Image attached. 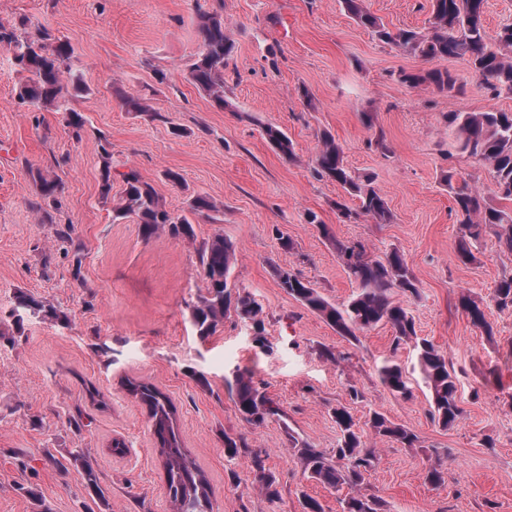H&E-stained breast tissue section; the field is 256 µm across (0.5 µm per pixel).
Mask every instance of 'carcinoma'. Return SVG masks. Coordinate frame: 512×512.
<instances>
[{
	"label": "carcinoma",
	"instance_id": "cac0c4a2",
	"mask_svg": "<svg viewBox=\"0 0 512 512\" xmlns=\"http://www.w3.org/2000/svg\"><path fill=\"white\" fill-rule=\"evenodd\" d=\"M485 2L431 0L430 24L424 31L414 28L391 30L367 9L364 0H343V5L350 17L371 30L380 42L395 45L427 61L463 58L472 73L496 94L512 95V25L490 36L485 27ZM197 38L199 52L187 68V79L218 107L228 108L230 103L224 98V71L233 63L235 44L227 34L223 16L217 12H199ZM0 47L12 53L15 71L20 75L18 99L32 110L57 108L61 99L67 96L76 99L89 92L83 78L68 68L73 53L71 44L47 29L38 27L19 33L14 27L0 24ZM398 80L410 87L432 86L446 94L460 91L457 77L446 68L401 71ZM448 131L457 151L481 161L493 174L494 189L490 196L467 180L457 179L450 171L442 175L443 185L460 215L459 259L464 263L474 261L473 247L487 234L497 239L501 251L512 254V207L506 206L512 202V112H450ZM264 134L283 156H294L293 144L282 130L267 126ZM102 152L100 193L106 199L112 192V161L107 147H102ZM314 163L319 177L335 182L345 196L357 202L354 208L336 203L342 217L355 221L366 216L378 224L391 222L392 213L385 196L374 185L373 176L351 171L344 163L341 146L328 131L320 134V147ZM30 175L39 186L41 197H53L61 191V184L41 171H32ZM120 177L124 184L123 196L112 209L113 219L136 216L146 239L164 232L173 238L194 240L191 220L166 210L154 187L144 181L137 170L130 169ZM187 210L194 216H203L215 210V204L207 195H196L188 200ZM310 223L317 224L322 235L334 242L336 254L348 277L357 285V291L347 304L337 306L301 274L276 267L274 274L279 286L341 336L356 340L357 332L385 323L393 329L394 348L415 341L420 370L431 391V418L444 428L455 426L463 410L457 399L456 378L448 369V359L428 341L417 339L413 317L402 303L394 300L396 294L419 296L416 279L405 256L392 250L373 257L365 244L335 238L327 225L316 223V216H311ZM197 254L207 280L206 293L192 306V318L199 336L205 338L214 334L224 323V318L233 313L242 321L251 322L256 341L265 343L262 306L250 293L230 284L237 263L235 243L216 233L203 242ZM491 301L501 310L512 308V276L498 282ZM459 304L475 327L488 336L493 335L483 307L465 294L461 295ZM26 314L40 315L61 325L68 322L65 313L54 305L19 291L11 311L16 326L22 325ZM380 377L392 393L401 397L410 395L407 377L398 364L382 366ZM128 391L148 412L165 470L167 495L176 512H213L209 482L182 446L169 398L145 382H129ZM229 391L242 420L252 428L263 426L274 416H281L277 403L248 371L237 372L229 384ZM334 417L339 438L333 455L301 442L293 435L289 436L292 449L308 478L333 489L361 485L379 461L378 449L367 443L346 407L334 409ZM369 428L374 437L403 448H414L419 443L415 433L377 411L371 415ZM224 456L230 461L241 456L249 457L255 486L270 500L279 497V482L266 468L265 455L260 450L250 449L244 437L224 433ZM47 460L63 470L69 464L81 467L91 500L109 506L107 492L99 482L90 456L73 452L67 465L50 453ZM382 509V501L375 496L344 500V512H382Z\"/></svg>",
	"mask_w": 512,
	"mask_h": 512
}]
</instances>
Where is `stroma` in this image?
Masks as SVG:
<instances>
[{
  "label": "stroma",
  "instance_id": "1",
  "mask_svg": "<svg viewBox=\"0 0 512 512\" xmlns=\"http://www.w3.org/2000/svg\"><path fill=\"white\" fill-rule=\"evenodd\" d=\"M365 5L392 29L421 30L431 16L429 0ZM201 9L222 13L235 41L224 73L228 111L186 78ZM0 24L39 25L69 40L71 66L90 89L62 108L30 111L17 99L11 55L0 48V512H34L30 488L53 512H86L79 470L61 472L45 460L75 449L94 458L112 512H172L147 413L125 387L130 380L171 398L214 512H302L307 496L324 512H343V499L362 495L381 498L387 512H512V308L489 304L498 281L512 276V255L489 235L475 261H460V218L440 181L451 170L492 189L488 168L451 146L447 118L512 112V96L495 95L461 59L444 63L460 93L400 83V71L426 69V61L378 41L342 0H0ZM126 97L147 99L151 111H127ZM70 108L85 119L81 134L67 123ZM268 125L288 135L295 159L267 142ZM325 130L348 167L374 175L391 223L343 221L340 187L313 171ZM105 143L113 170L135 168L170 212L184 213L199 192L216 201V211L194 218V241L165 233L147 240L134 219L113 221L123 183L113 179L111 200L102 199ZM36 169L62 183L57 201L40 200L30 177ZM169 170L180 183L166 178ZM312 212L333 238L362 242L374 255L404 254L420 291L406 302L417 335L447 355L457 378V425L433 422L417 351L394 346L389 325L346 339L279 287L274 270L282 267L338 305L356 291L332 239L309 224ZM62 224L74 227L67 245L56 236ZM218 232L239 248L233 280L262 306L265 347L234 316L207 339L196 333L191 306L207 286L196 246ZM283 236L292 249L282 248ZM20 291L64 311L68 324L28 318L15 327L8 312ZM464 294L485 303L493 336L460 308ZM328 349L335 359L325 357ZM390 360L404 368L411 398L382 383L379 369ZM238 370L253 373L283 419L257 429L241 420L227 389ZM353 387L363 393L356 402ZM340 405L361 427L370 411L383 412L417 434L418 447L375 441L380 461L359 486L337 491L308 479L288 438L332 452ZM75 417L82 430L71 427ZM227 432L264 451L279 500L253 485L248 458L228 464ZM116 440L122 452L113 451ZM436 460L447 471L439 487L425 479Z\"/></svg>",
  "mask_w": 512,
  "mask_h": 512
}]
</instances>
